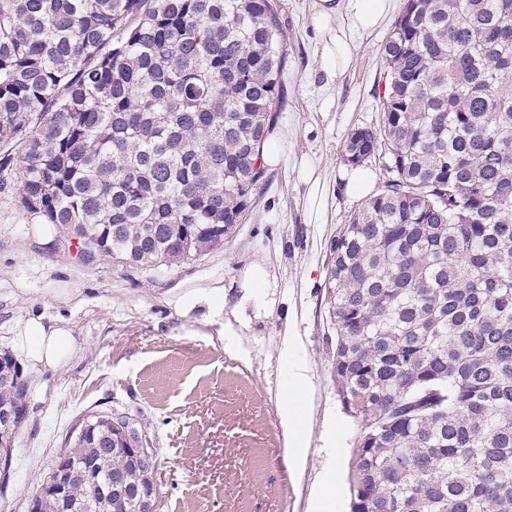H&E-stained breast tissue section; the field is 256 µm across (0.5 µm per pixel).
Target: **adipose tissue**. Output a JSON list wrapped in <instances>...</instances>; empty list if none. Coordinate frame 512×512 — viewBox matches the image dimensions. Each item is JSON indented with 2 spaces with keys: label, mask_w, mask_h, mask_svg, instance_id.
<instances>
[{
  "label": "adipose tissue",
  "mask_w": 512,
  "mask_h": 512,
  "mask_svg": "<svg viewBox=\"0 0 512 512\" xmlns=\"http://www.w3.org/2000/svg\"><path fill=\"white\" fill-rule=\"evenodd\" d=\"M389 0H313L310 24L322 46V71L327 79L345 75L360 49L355 34L377 28L386 17ZM27 359L36 365L56 368L68 365L79 350V343L68 322L42 314L29 316L19 330ZM312 386L306 363H296L280 411L281 423L293 440L304 441L297 424L295 407L302 405Z\"/></svg>",
  "instance_id": "1"
}]
</instances>
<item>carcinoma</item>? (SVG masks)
I'll return each mask as SVG.
<instances>
[{
	"label": "carcinoma",
	"mask_w": 512,
	"mask_h": 512,
	"mask_svg": "<svg viewBox=\"0 0 512 512\" xmlns=\"http://www.w3.org/2000/svg\"><path fill=\"white\" fill-rule=\"evenodd\" d=\"M274 0H0V192L141 269L224 244L269 181ZM378 124L387 176L330 239L331 372L358 423L350 512H512V0H405ZM24 383L0 357V408ZM68 437L124 485L112 414Z\"/></svg>",
	"instance_id": "obj_1"
}]
</instances>
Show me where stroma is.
Here are the masks:
<instances>
[{
    "instance_id": "obj_1",
    "label": "stroma",
    "mask_w": 512,
    "mask_h": 512,
    "mask_svg": "<svg viewBox=\"0 0 512 512\" xmlns=\"http://www.w3.org/2000/svg\"><path fill=\"white\" fill-rule=\"evenodd\" d=\"M403 3L391 0L382 25L358 35L351 69L330 82L308 22L312 0H275L286 52L274 129L280 162L246 223L196 261L152 270L108 256L83 263L67 227L54 225L51 244H37L35 216L15 192L0 193V354L20 365L28 406L0 512H27L81 419L111 411L153 443L156 512H349L357 425L331 373L326 246L362 203L346 191L343 144L378 119L382 44ZM304 155L326 182L320 224L306 220L296 171ZM255 264L267 287H244ZM215 282L240 303L230 317L235 335H220L204 309L174 306L186 290ZM33 312L69 321L81 347L68 366L26 367L17 328ZM297 360L313 375L304 447L279 414Z\"/></svg>"
}]
</instances>
